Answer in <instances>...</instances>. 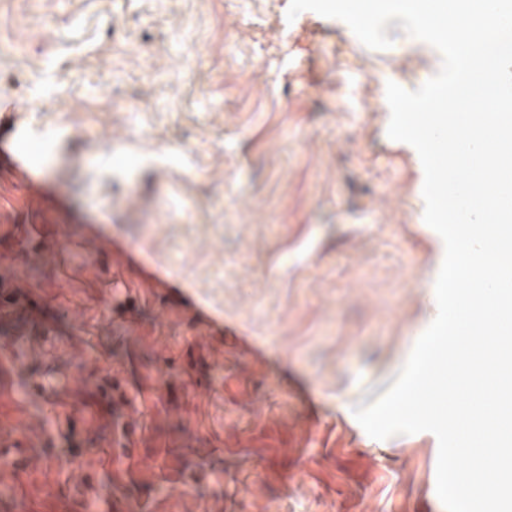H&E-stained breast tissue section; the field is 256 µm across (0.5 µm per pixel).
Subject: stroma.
Returning a JSON list of instances; mask_svg holds the SVG:
<instances>
[{
  "instance_id": "obj_1",
  "label": "stroma",
  "mask_w": 512,
  "mask_h": 512,
  "mask_svg": "<svg viewBox=\"0 0 512 512\" xmlns=\"http://www.w3.org/2000/svg\"><path fill=\"white\" fill-rule=\"evenodd\" d=\"M288 6L0 0V99L42 170L24 184L1 125L0 239H27L0 290L26 294L45 329L0 327V345L16 340L63 387L39 412L0 373L15 512H86L73 472L111 512H140L143 495L149 512H445L436 437L370 440L353 419L437 310L444 244L423 219L417 152L387 135L385 87H420L441 56L396 20L392 47L372 50L336 19L286 22ZM98 232L120 252L90 253ZM159 277L208 327L162 313ZM116 281L135 311L115 313ZM98 355L146 398L122 411L143 430L125 496L96 458L56 467L72 441L112 444L105 415L54 433L92 404Z\"/></svg>"
}]
</instances>
